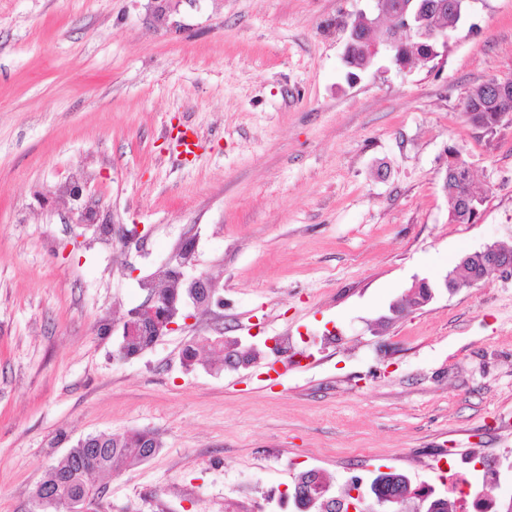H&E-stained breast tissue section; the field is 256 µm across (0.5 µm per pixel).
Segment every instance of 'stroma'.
<instances>
[{"mask_svg": "<svg viewBox=\"0 0 512 512\" xmlns=\"http://www.w3.org/2000/svg\"><path fill=\"white\" fill-rule=\"evenodd\" d=\"M374 0H0V512H29L76 442L147 430L143 463L92 474L108 512H282L299 472L333 493L398 471L412 487L499 459L512 496V276L388 321L413 280L512 246V123L486 131L462 100L512 78V0H472L434 61L349 78V28ZM202 148L178 156L168 127ZM485 192L448 218V147ZM83 174L100 223L138 231L99 248L72 224ZM185 277L223 307L117 352L144 280L185 236ZM291 336L292 367L267 348ZM252 345L247 368L215 338ZM193 366H185L186 349Z\"/></svg>", "mask_w": 512, "mask_h": 512, "instance_id": "35a3bbf8", "label": "stroma"}]
</instances>
